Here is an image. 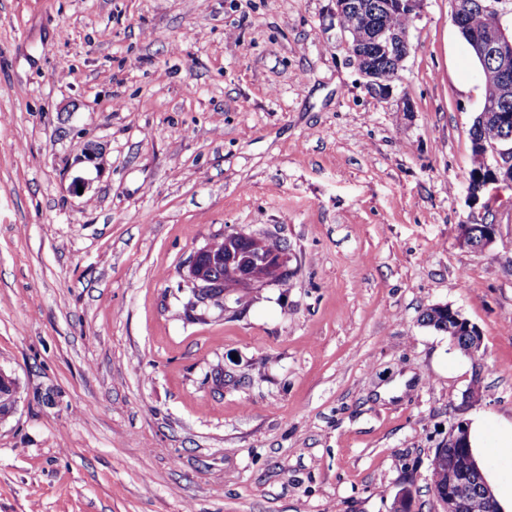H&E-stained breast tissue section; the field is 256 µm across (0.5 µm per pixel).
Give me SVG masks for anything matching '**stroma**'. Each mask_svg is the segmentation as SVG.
<instances>
[{"mask_svg":"<svg viewBox=\"0 0 512 512\" xmlns=\"http://www.w3.org/2000/svg\"><path fill=\"white\" fill-rule=\"evenodd\" d=\"M334 8L0 0V512H390L405 489L434 512L429 460L476 418L512 481V187L469 197L480 67L425 0L379 94ZM230 232L292 275L191 312L185 265ZM445 304L482 362L420 323ZM484 229V234L477 242L471 238V233L465 231L460 238V243L476 252H486L496 242L498 227L494 224H480Z\"/></svg>","mask_w":512,"mask_h":512,"instance_id":"1","label":"stroma"}]
</instances>
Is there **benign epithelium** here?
<instances>
[{
    "mask_svg": "<svg viewBox=\"0 0 512 512\" xmlns=\"http://www.w3.org/2000/svg\"><path fill=\"white\" fill-rule=\"evenodd\" d=\"M425 0H385L386 10L406 13L417 18ZM480 9L493 18L492 25L482 32H471L468 29L469 14ZM512 16V0H453V19L460 31L466 33L471 46L484 59L494 62L501 73V85L487 93V97H508L512 93V29L508 18ZM367 51L350 49L361 75L367 79L368 86L383 95L390 93L393 79L378 78L379 64L392 50L398 48L407 51L409 47L408 30L375 28L367 31ZM481 131L474 136V143L480 158L492 172L495 183L512 185V147L503 148L500 143L512 138V114L509 112H485L481 116ZM484 234L480 240L471 238L466 232L460 243L476 252L489 250L496 242L498 225H482ZM218 284L213 281L208 268L196 263V255H191L186 265V273L180 288L188 290L195 307H207L224 295H215L214 288ZM468 444V426L459 421L452 425L448 432V447L464 448ZM479 495L487 501L495 512H502L493 490L488 483L470 487L463 483L458 471L448 469V496L436 499L437 512H469L471 500Z\"/></svg>",
    "mask_w": 512,
    "mask_h": 512,
    "instance_id": "obj_1",
    "label": "benign epithelium"
}]
</instances>
